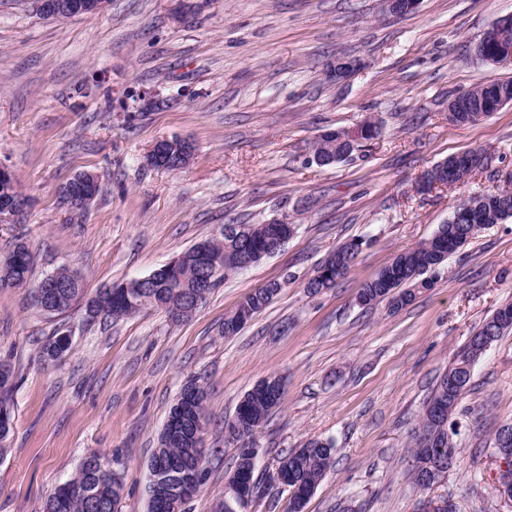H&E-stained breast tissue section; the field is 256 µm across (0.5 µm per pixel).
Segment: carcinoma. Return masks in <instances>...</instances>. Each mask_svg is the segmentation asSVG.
Here are the masks:
<instances>
[{"mask_svg": "<svg viewBox=\"0 0 512 512\" xmlns=\"http://www.w3.org/2000/svg\"><path fill=\"white\" fill-rule=\"evenodd\" d=\"M501 93L512 94V80L493 81L479 85L459 96L461 104L468 110H481ZM466 169L454 161L448 162V170L440 179L448 184H463ZM512 217V191L487 189L470 196L453 207L448 222L440 225L434 234L416 246L397 254L392 261L381 268L366 281L358 293V301L363 305H374L389 300L391 307L400 308L410 304L416 293L426 288V283L434 279L449 255L456 252L473 238L484 226L497 224ZM252 235L242 240L229 237L204 239L182 253L180 280L173 283L165 272L154 275L150 286L142 288L130 282L123 292L114 295L110 289L99 290L90 298L86 297L82 278L77 272L60 267L47 274L56 280L60 287L44 301L49 313L60 315L82 306L84 310H95L98 318L105 321H117L132 316L147 307H156L170 313L175 306L189 308L198 294L197 280L201 267L208 256H220L223 260L224 278L244 269L236 259L237 250L246 247L253 255V264L267 258L268 243L280 235L291 233L285 224H251ZM362 242L352 240L330 253L323 262L345 268V250L359 252ZM15 268L12 270V287L25 286L29 281L33 256L29 247L17 243L9 252ZM280 284L271 283L257 288L246 295L237 307L224 317V335L237 334L254 316L262 312L279 292ZM512 330V303L503 306V310L491 315L466 344L453 356L448 369L440 377L430 396L426 400L418 427L413 433L409 446L411 455V479L421 490H428L442 481L450 471L449 460H457L458 448L455 441L456 430L450 416L454 415L462 396L470 387L473 367L481 353V341L486 336L499 339ZM71 337L57 331L40 349V358L48 356L61 360L70 351ZM9 379V383H0V457L8 452L7 440L13 427L12 391L14 369L12 365L0 360V378ZM285 393L284 382L277 376H270L264 382L245 393L236 412L239 413L243 427L237 430V457L234 467L225 476L224 502L222 512H238L235 499L231 497L230 485L241 479L254 482L255 465L246 451L245 441L263 426L269 415L278 408ZM206 398L202 397L190 408L177 410L170 408L169 414L179 413L182 429L162 433L158 447L155 448L149 463L148 475H153L155 463L168 464L165 473V495L148 499V512H185L184 473L195 468L200 452L190 427L199 417L205 416ZM434 438L435 444L445 448L440 453L435 448H426L423 436ZM335 448L330 441L318 439L306 442L300 448H294L278 459L277 467L288 469V490L291 494L290 512H304L305 505L319 486L327 471L334 463ZM121 481L108 466L101 455L92 453L87 456L75 475L57 487L46 499L43 512H104L94 508L91 502L112 505L118 501Z\"/></svg>", "mask_w": 512, "mask_h": 512, "instance_id": "cac0c4a2", "label": "carcinoma"}]
</instances>
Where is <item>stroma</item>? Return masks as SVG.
Masks as SVG:
<instances>
[{"label":"stroma","instance_id":"35a3bbf8","mask_svg":"<svg viewBox=\"0 0 512 512\" xmlns=\"http://www.w3.org/2000/svg\"><path fill=\"white\" fill-rule=\"evenodd\" d=\"M512 0H420L397 16L382 0H109L102 14L36 15L0 0V163L26 198L0 223V256L17 242L32 280L62 266L88 293L141 278L228 224L288 222L272 257L227 277L193 317L158 308L85 323L81 309L41 312L30 288H0V359L17 374L10 449L0 459V512H43L53 489L96 452L123 480L119 512H147L148 462L169 409L191 379L207 391L205 481L186 512H220L236 456L224 425L259 380L278 375L284 402L256 432L260 490L247 512H289L270 489L278 457L332 440L335 463L305 512H417L447 498L457 512H512L493 453L512 422V332L473 369L454 419L460 454L432 489L410 478L408 445L452 355L512 302V218L489 224L445 261L408 306L361 305L363 283L429 238L456 203L491 186L512 189V104L475 124L448 119L472 87L512 79V62L470 54ZM339 58L356 61L331 78ZM379 127L361 151L329 167L310 160L328 129ZM190 141L178 171L147 166L163 138ZM483 149L463 185L419 191L450 155ZM101 191L85 210L58 201L79 172ZM362 240L333 288L305 284L337 246ZM281 289L236 335L224 317L255 288ZM73 346L44 365L43 343ZM64 332L65 331H57L41 347L39 356L43 361L46 357L50 356L53 359H56L57 362L70 351L72 346L71 336L64 335ZM44 363H46V361H44Z\"/></svg>","mask_w":512,"mask_h":512}]
</instances>
